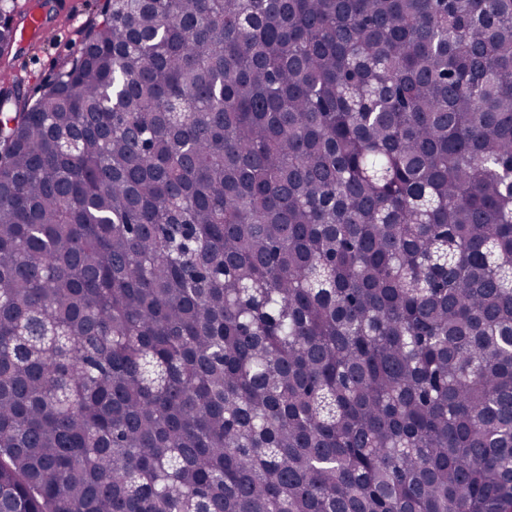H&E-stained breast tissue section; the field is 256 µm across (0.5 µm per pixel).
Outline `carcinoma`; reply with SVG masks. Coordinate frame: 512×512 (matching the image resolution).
<instances>
[{
	"instance_id": "cac0c4a2",
	"label": "carcinoma",
	"mask_w": 512,
	"mask_h": 512,
	"mask_svg": "<svg viewBox=\"0 0 512 512\" xmlns=\"http://www.w3.org/2000/svg\"><path fill=\"white\" fill-rule=\"evenodd\" d=\"M0 152V512H512V0H107Z\"/></svg>"
}]
</instances>
